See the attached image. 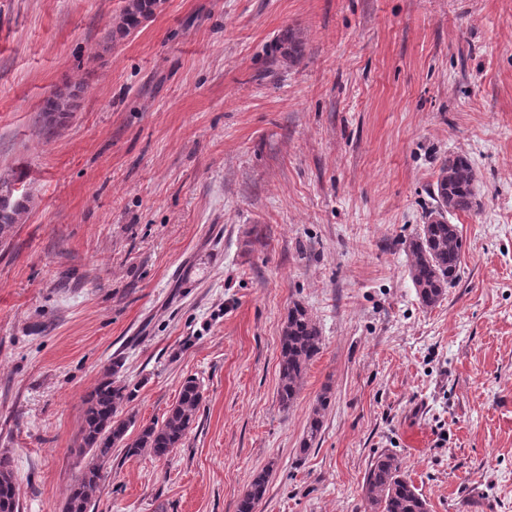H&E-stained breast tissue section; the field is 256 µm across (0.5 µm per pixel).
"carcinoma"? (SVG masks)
<instances>
[{
  "instance_id": "carcinoma-1",
  "label": "carcinoma",
  "mask_w": 512,
  "mask_h": 512,
  "mask_svg": "<svg viewBox=\"0 0 512 512\" xmlns=\"http://www.w3.org/2000/svg\"><path fill=\"white\" fill-rule=\"evenodd\" d=\"M156 5L157 0H126L116 22V32L127 34L138 27ZM69 112L70 94L64 90L54 92L44 104V128L49 131L56 128L68 118ZM475 180V169L466 156L448 155L436 182L438 206L429 212L421 232L407 246L409 277L426 307L435 306L458 277L463 241L457 226L448 223V214L469 212L477 207ZM23 210V203L15 199L0 204V236L11 231ZM323 344L322 332L306 308L293 304L281 336L277 398L283 409L291 408L296 402L306 370L321 353ZM133 395L134 390L128 384L107 377L85 400L79 448L90 458L70 490L64 512H88L113 449L123 448L128 457L146 453L159 460L167 458L182 444L203 400L200 384L193 378L187 379L165 419L142 427L132 439L128 431L134 421L123 416V409ZM328 404L329 396L324 393L310 415L302 452H307L320 435ZM267 486L268 472L256 473L238 501L237 512H254L255 505L263 501ZM361 490L366 512H428L426 500L402 471L399 460L390 453H381L371 461ZM0 512H19L16 479L5 457L0 458Z\"/></svg>"
}]
</instances>
